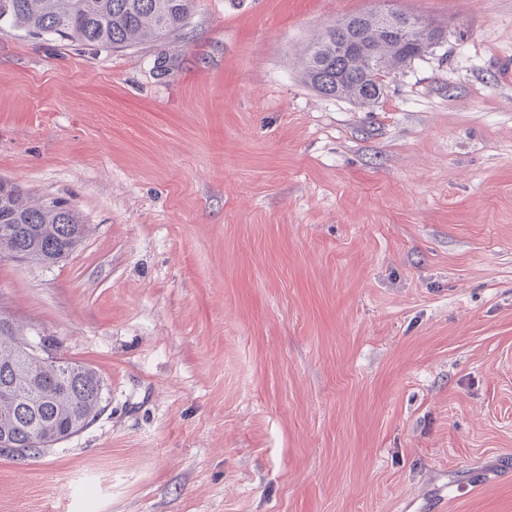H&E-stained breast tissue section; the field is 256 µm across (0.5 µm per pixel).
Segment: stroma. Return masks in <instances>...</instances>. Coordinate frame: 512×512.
Listing matches in <instances>:
<instances>
[{
  "label": "stroma",
  "mask_w": 512,
  "mask_h": 512,
  "mask_svg": "<svg viewBox=\"0 0 512 512\" xmlns=\"http://www.w3.org/2000/svg\"><path fill=\"white\" fill-rule=\"evenodd\" d=\"M380 10L446 35L373 111L304 83ZM0 181L89 226L0 261V316L106 387L0 455V512H512V0H195L119 49L2 29Z\"/></svg>",
  "instance_id": "1"
}]
</instances>
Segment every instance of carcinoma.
Segmentation results:
<instances>
[{
  "label": "carcinoma",
  "mask_w": 512,
  "mask_h": 512,
  "mask_svg": "<svg viewBox=\"0 0 512 512\" xmlns=\"http://www.w3.org/2000/svg\"><path fill=\"white\" fill-rule=\"evenodd\" d=\"M193 0H0V27L34 37L53 36L92 49L152 42L183 29ZM383 14L354 15L328 26L304 50V81L320 94L364 110L383 98L387 80L424 55L426 40L443 38L429 24L401 34L387 31ZM357 26L363 52L342 48L336 31ZM88 225L67 204L36 201L21 188L0 190V258L23 254L49 266L69 257ZM104 382L92 368L55 364L0 337V440L9 457L35 458L38 449L86 428L103 410Z\"/></svg>",
  "instance_id": "obj_1"
}]
</instances>
